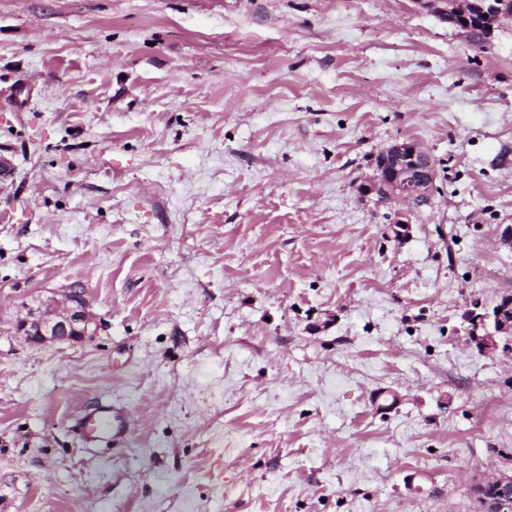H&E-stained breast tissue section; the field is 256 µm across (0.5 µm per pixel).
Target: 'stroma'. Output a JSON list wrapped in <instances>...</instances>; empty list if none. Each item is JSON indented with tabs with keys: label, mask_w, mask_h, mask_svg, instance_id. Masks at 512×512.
I'll list each match as a JSON object with an SVG mask.
<instances>
[{
	"label": "stroma",
	"mask_w": 512,
	"mask_h": 512,
	"mask_svg": "<svg viewBox=\"0 0 512 512\" xmlns=\"http://www.w3.org/2000/svg\"><path fill=\"white\" fill-rule=\"evenodd\" d=\"M418 140L430 206L361 196ZM0 512H476L512 474V19L414 0H0ZM72 282L98 331L37 346ZM126 440L83 444L95 401ZM448 25L488 38L503 19H512L510 0H414ZM487 14V17H484ZM464 321L469 340L478 350L483 353L496 351L498 336L512 333V296H502L491 308L474 303Z\"/></svg>",
	"instance_id": "35a3bbf8"
}]
</instances>
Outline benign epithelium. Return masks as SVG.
Wrapping results in <instances>:
<instances>
[{
    "label": "benign epithelium",
    "mask_w": 512,
    "mask_h": 512,
    "mask_svg": "<svg viewBox=\"0 0 512 512\" xmlns=\"http://www.w3.org/2000/svg\"><path fill=\"white\" fill-rule=\"evenodd\" d=\"M421 8L438 16L448 25L489 37L502 20L512 19V0H414ZM437 162L413 139L393 141L375 162V173L359 186L364 197L381 204L394 201L412 203L415 209L431 204L436 189ZM90 301L82 286L73 284L60 296L40 301L37 307L22 304L24 315L16 321L18 334L30 343H81L92 338L96 329ZM466 331L483 353L498 349V336L512 333V296L501 297L492 307L474 303L465 314ZM491 487L503 497H512V476L500 473L476 485L477 490Z\"/></svg>",
    "instance_id": "obj_1"
}]
</instances>
